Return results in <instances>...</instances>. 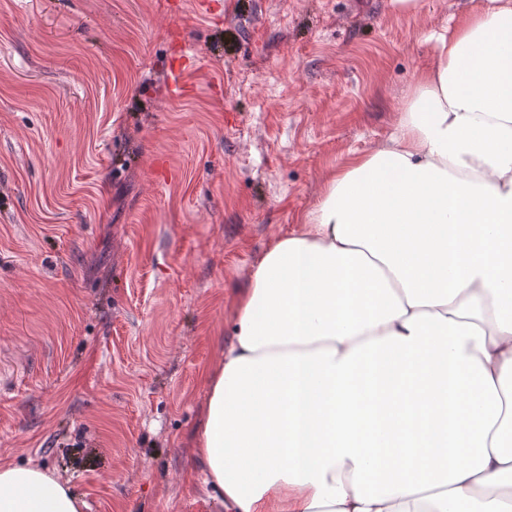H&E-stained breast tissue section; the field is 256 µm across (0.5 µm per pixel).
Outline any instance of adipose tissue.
<instances>
[{
	"mask_svg": "<svg viewBox=\"0 0 512 512\" xmlns=\"http://www.w3.org/2000/svg\"><path fill=\"white\" fill-rule=\"evenodd\" d=\"M192 435L224 512H512V0H469L395 132L232 298ZM0 464V512H85Z\"/></svg>",
	"mask_w": 512,
	"mask_h": 512,
	"instance_id": "1",
	"label": "adipose tissue"
}]
</instances>
